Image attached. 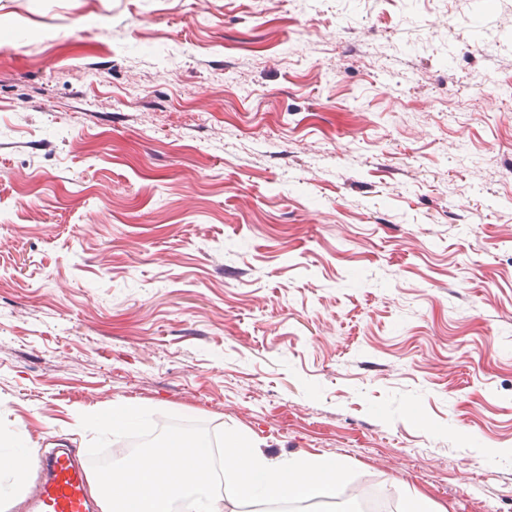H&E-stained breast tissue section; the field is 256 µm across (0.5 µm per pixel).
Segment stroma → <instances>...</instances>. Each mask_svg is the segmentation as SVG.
Here are the masks:
<instances>
[{
  "instance_id": "stroma-1",
  "label": "stroma",
  "mask_w": 512,
  "mask_h": 512,
  "mask_svg": "<svg viewBox=\"0 0 512 512\" xmlns=\"http://www.w3.org/2000/svg\"><path fill=\"white\" fill-rule=\"evenodd\" d=\"M511 73L512 0H0V448L127 400L512 512Z\"/></svg>"
}]
</instances>
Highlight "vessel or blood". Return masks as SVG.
<instances>
[{"instance_id": "1", "label": "vessel or blood", "mask_w": 512, "mask_h": 512, "mask_svg": "<svg viewBox=\"0 0 512 512\" xmlns=\"http://www.w3.org/2000/svg\"><path fill=\"white\" fill-rule=\"evenodd\" d=\"M88 485V469L79 466L71 452H58L45 464L36 512H92Z\"/></svg>"}]
</instances>
